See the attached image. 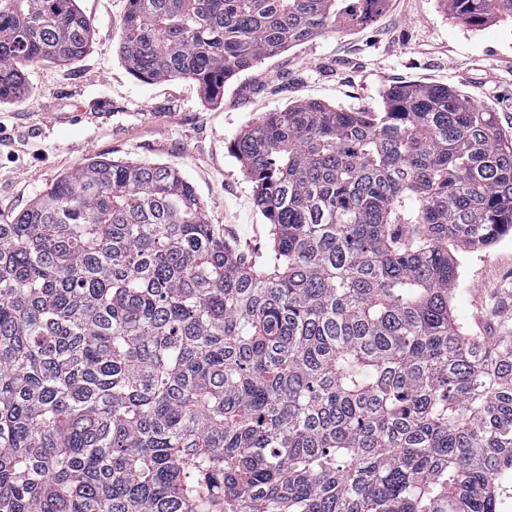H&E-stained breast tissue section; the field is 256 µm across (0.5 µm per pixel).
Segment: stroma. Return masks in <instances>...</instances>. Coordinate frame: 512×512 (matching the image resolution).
Here are the masks:
<instances>
[{"mask_svg":"<svg viewBox=\"0 0 512 512\" xmlns=\"http://www.w3.org/2000/svg\"><path fill=\"white\" fill-rule=\"evenodd\" d=\"M76 5L92 23L87 53L27 68L25 97L0 104V221L91 161L161 164L193 185L225 241L261 257L269 225L234 142L267 113L307 100L377 112L390 87L424 82L457 88L512 137V22L470 27L445 0H386L373 24L267 57L228 78L215 101L188 78L145 83L132 74L117 53L128 0ZM455 257L456 321L490 342L512 336V235Z\"/></svg>","mask_w":512,"mask_h":512,"instance_id":"35a3bbf8","label":"stroma"}]
</instances>
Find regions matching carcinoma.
<instances>
[{
	"mask_svg": "<svg viewBox=\"0 0 512 512\" xmlns=\"http://www.w3.org/2000/svg\"><path fill=\"white\" fill-rule=\"evenodd\" d=\"M385 0H128L118 54L208 97ZM512 21V0H448ZM76 0H0V103L89 46ZM270 221L241 258L193 186L95 160L0 223V512H500L512 336L465 334L451 251L512 231V138L448 86L305 101L240 134Z\"/></svg>",
	"mask_w": 512,
	"mask_h": 512,
	"instance_id": "cac0c4a2",
	"label": "carcinoma"
}]
</instances>
